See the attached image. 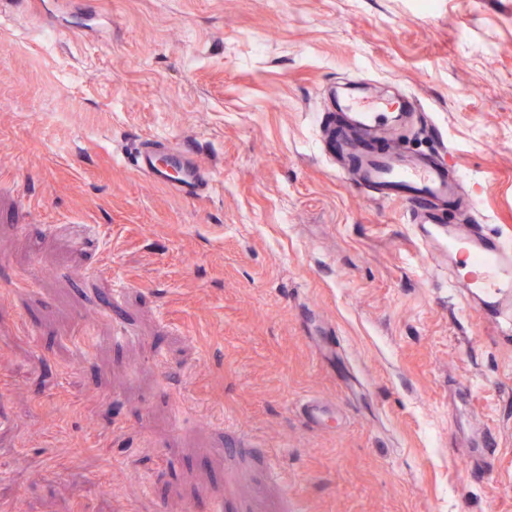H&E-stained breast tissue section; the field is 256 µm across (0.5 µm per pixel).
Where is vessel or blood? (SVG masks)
<instances>
[{
    "instance_id": "b4317fda",
    "label": "vessel or blood",
    "mask_w": 512,
    "mask_h": 512,
    "mask_svg": "<svg viewBox=\"0 0 512 512\" xmlns=\"http://www.w3.org/2000/svg\"><path fill=\"white\" fill-rule=\"evenodd\" d=\"M338 105L349 115L343 138L349 159L344 178L378 201L401 204L425 251L439 262L447 257L463 262L466 273L456 282L465 293L479 298L482 310L506 321L512 319V241L483 232L475 202L449 164L446 151L433 156L400 145L381 152L369 149L372 141L387 137L394 129L414 125L417 104L404 96L389 101L366 87L358 95L339 100ZM133 166L183 198H200L209 187L192 151L160 141L135 148ZM449 203L464 209L468 220L445 223L443 209Z\"/></svg>"
}]
</instances>
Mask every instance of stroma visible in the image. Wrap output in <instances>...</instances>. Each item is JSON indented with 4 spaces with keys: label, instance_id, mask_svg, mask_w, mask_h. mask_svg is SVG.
Listing matches in <instances>:
<instances>
[{
    "label": "stroma",
    "instance_id": "35a3bbf8",
    "mask_svg": "<svg viewBox=\"0 0 512 512\" xmlns=\"http://www.w3.org/2000/svg\"><path fill=\"white\" fill-rule=\"evenodd\" d=\"M360 81L512 237V0L0 6V512H252L268 454L288 512H512V335L340 173ZM134 169L152 182L183 198L198 199L209 187L203 166L190 150H179L161 141L135 147Z\"/></svg>",
    "mask_w": 512,
    "mask_h": 512
}]
</instances>
